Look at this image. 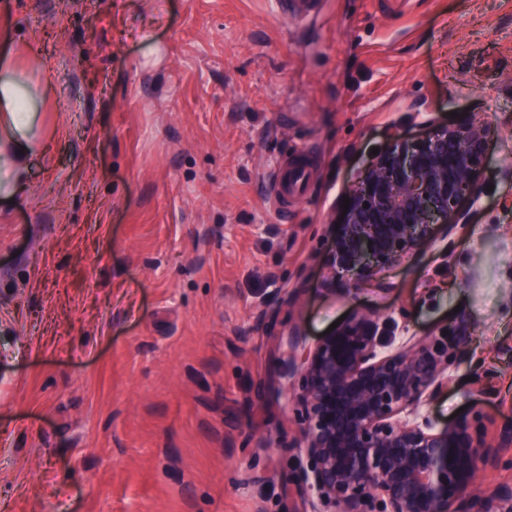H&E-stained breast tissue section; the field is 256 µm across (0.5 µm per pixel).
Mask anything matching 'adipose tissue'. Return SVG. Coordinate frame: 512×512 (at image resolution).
I'll return each mask as SVG.
<instances>
[{
	"label": "adipose tissue",
	"mask_w": 512,
	"mask_h": 512,
	"mask_svg": "<svg viewBox=\"0 0 512 512\" xmlns=\"http://www.w3.org/2000/svg\"><path fill=\"white\" fill-rule=\"evenodd\" d=\"M41 98L40 82L24 80L10 62L0 63V204L25 188L29 160L44 150L36 115Z\"/></svg>",
	"instance_id": "obj_1"
}]
</instances>
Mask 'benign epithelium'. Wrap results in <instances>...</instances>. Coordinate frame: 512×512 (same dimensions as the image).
<instances>
[{"instance_id": "1", "label": "benign epithelium", "mask_w": 512, "mask_h": 512, "mask_svg": "<svg viewBox=\"0 0 512 512\" xmlns=\"http://www.w3.org/2000/svg\"><path fill=\"white\" fill-rule=\"evenodd\" d=\"M489 130L430 122L421 136L387 134L348 194L330 252L333 272L367 283L445 225L463 234L479 200ZM392 338L355 312L299 361L296 418L307 467L299 481L316 493L317 512H512V486L475 491L480 467L497 457L483 414L440 425L423 407L448 389L465 351L462 333Z\"/></svg>"}]
</instances>
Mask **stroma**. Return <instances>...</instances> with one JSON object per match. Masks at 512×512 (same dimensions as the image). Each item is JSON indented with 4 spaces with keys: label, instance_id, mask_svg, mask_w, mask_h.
<instances>
[{
    "label": "stroma",
    "instance_id": "1",
    "mask_svg": "<svg viewBox=\"0 0 512 512\" xmlns=\"http://www.w3.org/2000/svg\"><path fill=\"white\" fill-rule=\"evenodd\" d=\"M50 148L0 208V512H313L288 338L363 312L465 333L435 421L479 410L512 485V0H0ZM490 126L465 237L335 279L341 203L394 128ZM316 177L280 221L284 157ZM322 3V0H280L278 7L286 18H310L319 13Z\"/></svg>",
    "mask_w": 512,
    "mask_h": 512
}]
</instances>
